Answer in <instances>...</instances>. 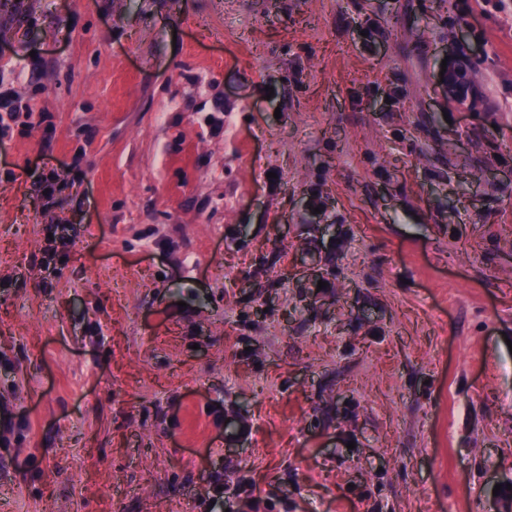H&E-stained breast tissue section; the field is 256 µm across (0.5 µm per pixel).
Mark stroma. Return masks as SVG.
<instances>
[{"mask_svg": "<svg viewBox=\"0 0 512 512\" xmlns=\"http://www.w3.org/2000/svg\"><path fill=\"white\" fill-rule=\"evenodd\" d=\"M1 88L0 512H512V6L0 0ZM443 84L448 101L465 106L468 109L477 106L479 95L463 57L456 58L448 63V70L443 76ZM463 86L466 88L465 95L462 91Z\"/></svg>", "mask_w": 512, "mask_h": 512, "instance_id": "35a3bbf8", "label": "stroma"}]
</instances>
